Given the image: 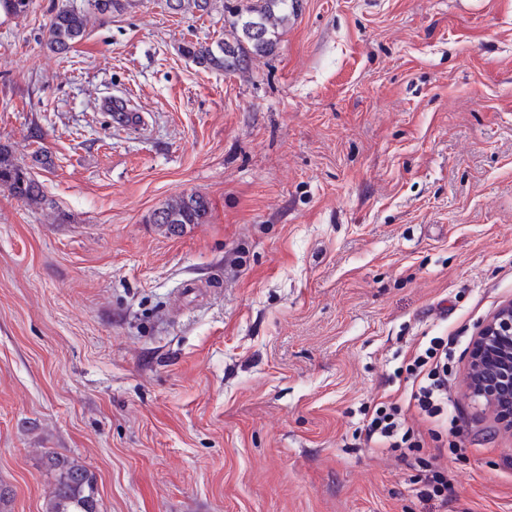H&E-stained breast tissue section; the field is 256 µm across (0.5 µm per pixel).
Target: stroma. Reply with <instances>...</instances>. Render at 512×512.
<instances>
[{"mask_svg":"<svg viewBox=\"0 0 512 512\" xmlns=\"http://www.w3.org/2000/svg\"><path fill=\"white\" fill-rule=\"evenodd\" d=\"M65 4L0 11V146L52 201L0 188V512H45L51 452L97 512H425L360 428L434 336L448 512H512V432L466 391L512 300V0H301L229 74L182 52L223 39V0L90 13L59 55ZM125 95L142 127L105 111ZM191 193L203 223H149ZM88 14L74 8H59L51 17L47 46L57 53H66L86 33Z\"/></svg>","mask_w":512,"mask_h":512,"instance_id":"stroma-1","label":"stroma"}]
</instances>
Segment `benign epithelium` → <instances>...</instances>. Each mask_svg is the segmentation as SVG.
Listing matches in <instances>:
<instances>
[{
	"instance_id": "benign-epithelium-1",
	"label": "benign epithelium",
	"mask_w": 512,
	"mask_h": 512,
	"mask_svg": "<svg viewBox=\"0 0 512 512\" xmlns=\"http://www.w3.org/2000/svg\"><path fill=\"white\" fill-rule=\"evenodd\" d=\"M468 392L474 400L501 413L512 429V302L482 324L469 355Z\"/></svg>"
}]
</instances>
